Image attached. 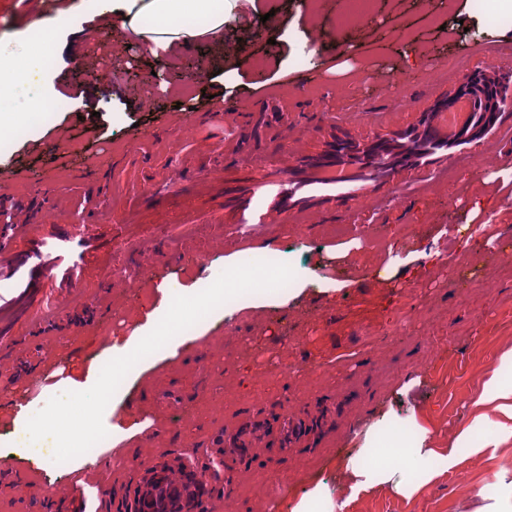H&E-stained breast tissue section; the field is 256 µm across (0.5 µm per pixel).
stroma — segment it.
Instances as JSON below:
<instances>
[{"label": "stroma", "mask_w": 512, "mask_h": 512, "mask_svg": "<svg viewBox=\"0 0 512 512\" xmlns=\"http://www.w3.org/2000/svg\"><path fill=\"white\" fill-rule=\"evenodd\" d=\"M62 0H0V47L14 48L27 21ZM237 0L224 39L190 48L198 73L183 93L150 81L156 64L80 16L90 38L42 48L47 73L31 92H0L25 111L29 97L53 105L0 139V187L32 211L69 196L122 222L124 247L97 239L82 288L59 313L0 342V405L42 409L111 360L145 314L164 315L173 295H193L224 270V258L282 256L298 289L288 302L216 309L204 334L177 357L156 351L127 374L103 414L130 429L103 439L95 463L52 462L54 442L0 434L18 452L0 457V512H116L146 471L185 463L219 469L203 512H500L512 507V440L474 426L489 378L512 387V120L469 151L430 170H406L372 189L369 207L346 197L287 223H224V202L250 178L241 158L292 147L276 137V99L307 124L311 149L333 138L369 140L416 123L433 101L476 67L512 77V9L502 0ZM109 65L115 80L90 71ZM144 81L129 90V72ZM402 82H395V75ZM252 112L231 138L204 120L220 105ZM179 197H150L165 158ZM223 173V182L214 174ZM126 269L127 288L107 289L105 268ZM489 288L471 290L474 278ZM169 283L172 293L159 291ZM299 362L317 379L264 380ZM300 420L294 439L284 416ZM257 430L228 453L238 431ZM434 454L418 457L417 449ZM396 466L415 492L379 484L348 499L349 458ZM269 477L254 485L256 473Z\"/></svg>", "instance_id": "stroma-1"}]
</instances>
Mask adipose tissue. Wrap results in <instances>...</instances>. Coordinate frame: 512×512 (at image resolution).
Instances as JSON below:
<instances>
[{"label": "adipose tissue", "instance_id": "1", "mask_svg": "<svg viewBox=\"0 0 512 512\" xmlns=\"http://www.w3.org/2000/svg\"><path fill=\"white\" fill-rule=\"evenodd\" d=\"M227 3L228 0H74L67 9L33 18L28 27L53 35L67 27L79 35L82 27L71 26L70 20L77 13L88 11L112 22L144 52L169 59L192 44L222 39ZM195 17L203 18V26L192 25Z\"/></svg>", "mask_w": 512, "mask_h": 512}]
</instances>
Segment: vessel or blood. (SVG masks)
Segmentation results:
<instances>
[{
	"mask_svg": "<svg viewBox=\"0 0 512 512\" xmlns=\"http://www.w3.org/2000/svg\"><path fill=\"white\" fill-rule=\"evenodd\" d=\"M456 114L438 110L409 135L390 145V156L370 163L310 165L307 157L282 154L266 160L252 179L248 197L238 211L239 224H280L298 202H305L310 215H319V204L340 195L354 196L356 188H375L394 182L400 168L421 160L423 147L446 145L458 129ZM0 207L14 211L19 220L0 225V281H8L16 269H26L36 290L34 299L23 300L0 314V338L13 336L19 320L43 319L61 306L67 289L80 287L86 272L88 240L111 238L106 226L75 221L69 203L55 198L51 210L61 212L49 232L32 235V219L23 199L10 193L0 195Z\"/></svg>",
	"mask_w": 512,
	"mask_h": 512,
	"instance_id": "obj_1",
	"label": "vessel or blood"
}]
</instances>
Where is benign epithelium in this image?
<instances>
[{"label": "benign epithelium", "instance_id": "obj_1", "mask_svg": "<svg viewBox=\"0 0 512 512\" xmlns=\"http://www.w3.org/2000/svg\"><path fill=\"white\" fill-rule=\"evenodd\" d=\"M194 73L195 66L191 63L184 64L177 72L160 65L150 79L159 83H176ZM460 102L469 103L470 112L459 135L467 133L469 139L476 141L497 129L504 116H512V86L484 68L474 70L443 100L450 111ZM482 105L487 108V112L483 113V119L476 124V129L470 132L468 128ZM411 131L412 128L405 127L362 143L338 138L329 143L321 155L325 160L332 154L336 155L338 165L359 157L374 159L381 155L387 141L403 137ZM209 480L210 475L192 470L185 465L176 469H150L126 503L123 512H196Z\"/></svg>", "mask_w": 512, "mask_h": 512}]
</instances>
